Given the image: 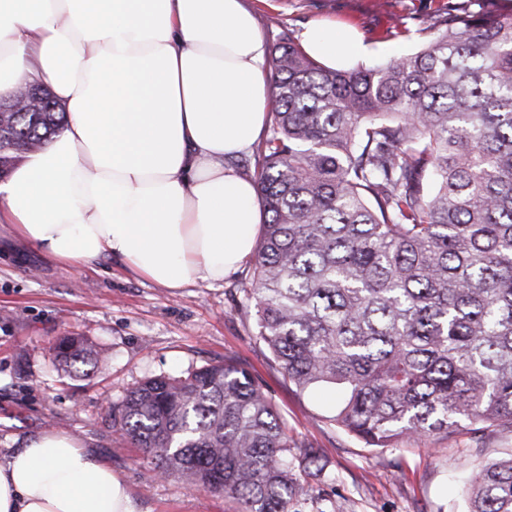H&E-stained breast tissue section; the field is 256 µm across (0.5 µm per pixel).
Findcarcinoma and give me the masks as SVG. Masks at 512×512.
Here are the masks:
<instances>
[{"mask_svg": "<svg viewBox=\"0 0 512 512\" xmlns=\"http://www.w3.org/2000/svg\"><path fill=\"white\" fill-rule=\"evenodd\" d=\"M425 30L410 55L335 70L282 39L257 148L259 339L297 390L339 388L328 420L368 448L512 428V7L451 0ZM66 122L53 99L4 113L0 170ZM53 352L84 377L100 361L73 336ZM119 419L153 470L240 512H291L302 490L297 443L238 362L149 378ZM469 512H512V457L475 477Z\"/></svg>", "mask_w": 512, "mask_h": 512, "instance_id": "1", "label": "carcinoma"}]
</instances>
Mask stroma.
<instances>
[{
    "instance_id": "obj_1",
    "label": "stroma",
    "mask_w": 512,
    "mask_h": 512,
    "mask_svg": "<svg viewBox=\"0 0 512 512\" xmlns=\"http://www.w3.org/2000/svg\"><path fill=\"white\" fill-rule=\"evenodd\" d=\"M448 0H249L268 44L312 25L346 24L371 44L373 62L412 53L428 39L423 18ZM406 36L388 35L395 24ZM253 263L217 284L180 290L136 276L117 260L78 270L36 248L0 253V456L54 429L108 463L128 484L139 512H239L238 503L155 476L142 451L112 422L130 390L156 375L178 376L232 358L272 398L299 446L319 453L323 473L302 475L292 512H467L466 487L488 463L512 455V428L486 425L422 443L368 448L326 421L332 395L301 393L259 341L247 299ZM81 336L106 360L91 376L63 370L52 347Z\"/></svg>"
}]
</instances>
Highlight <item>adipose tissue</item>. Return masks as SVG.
<instances>
[{
    "label": "adipose tissue",
    "mask_w": 512,
    "mask_h": 512,
    "mask_svg": "<svg viewBox=\"0 0 512 512\" xmlns=\"http://www.w3.org/2000/svg\"><path fill=\"white\" fill-rule=\"evenodd\" d=\"M301 48L348 68L373 49L332 23ZM270 53L246 0H0V101L46 82L68 120L0 182V240L71 268L114 258L161 287L219 283L254 256ZM0 512H138L122 476L47 430L0 457Z\"/></svg>",
    "instance_id": "obj_1"
}]
</instances>
